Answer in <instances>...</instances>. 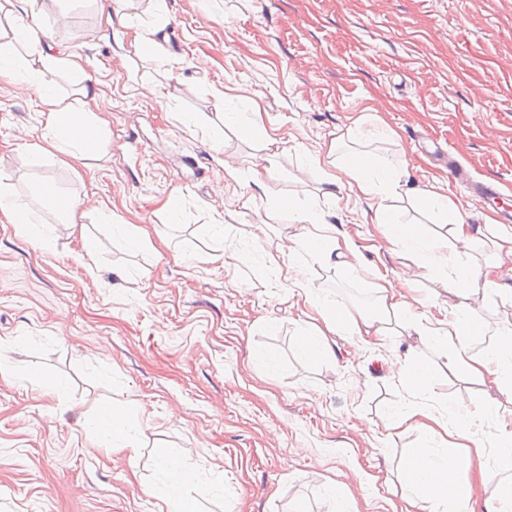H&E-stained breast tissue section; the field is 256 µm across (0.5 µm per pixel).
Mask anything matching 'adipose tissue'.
I'll list each match as a JSON object with an SVG mask.
<instances>
[{"label":"adipose tissue","mask_w":512,"mask_h":512,"mask_svg":"<svg viewBox=\"0 0 512 512\" xmlns=\"http://www.w3.org/2000/svg\"><path fill=\"white\" fill-rule=\"evenodd\" d=\"M121 6L106 15V24L119 38V50L148 51L159 62L167 56L159 33L168 21V0H120ZM146 7L153 17L150 28L136 27L131 12ZM10 44L0 43V77L18 84L25 91L38 94L43 119V142L39 152L62 164L78 163L91 166L107 154L108 133L104 120L95 112L99 96L95 82L83 83L73 97H64L43 83L44 70L61 68L78 71L82 68L80 54L60 49L50 31L37 22L11 26ZM32 48L35 60L16 55L11 43ZM340 140L331 141L326 152L334 173L324 174L321 196L335 200L346 192L356 198L390 197L426 204L445 224H451L456 241L471 244L478 232L466 220L462 210L443 194L440 186L421 190L409 186L404 168L392 164L371 150L340 153ZM277 215L300 225L294 237L295 248L288 258L270 257L276 276L290 291L303 294L317 312L319 324L309 325L297 336L296 344L307 357L321 359L331 355L329 337L349 333L361 341L382 340L391 320L404 316L412 309L397 283L378 275L374 287L375 305L357 313L339 309L328 296L316 291L308 277L312 266L350 268L359 264L361 256L355 244L335 225L322 222L314 202L298 198L279 199ZM377 224L390 243L396 245L408 264L432 275L448 294L460 297V304L446 309L442 317L422 316L417 333L422 344L451 347L448 367L453 372L488 380L505 394L512 396V327L499 331L489 350L474 354L470 348L474 337L482 335L484 327L474 317L465 302L466 297L491 294H512V285L499 282L493 265L465 266L448 254L447 244L428 234L422 224H400L388 207L374 212ZM481 417L470 405L448 404L441 413H434L421 404L395 405L388 411L390 428L418 431L434 442V449H416L408 454L400 472V482L413 504L422 512H512V423H500L493 455H486L479 436ZM93 428L99 442L109 448L131 450L135 447L132 426L127 419L103 409ZM159 465L164 477L160 499L166 512H197L186 488L195 479L193 472L171 454L161 453ZM475 474V481H462V474Z\"/></svg>","instance_id":"adipose-tissue-1"}]
</instances>
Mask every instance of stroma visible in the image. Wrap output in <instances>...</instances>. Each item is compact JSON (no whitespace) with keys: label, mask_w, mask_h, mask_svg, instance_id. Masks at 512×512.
Segmentation results:
<instances>
[{"label":"stroma","mask_w":512,"mask_h":512,"mask_svg":"<svg viewBox=\"0 0 512 512\" xmlns=\"http://www.w3.org/2000/svg\"><path fill=\"white\" fill-rule=\"evenodd\" d=\"M42 24L84 57L110 157L76 172L33 157L38 96L0 78V185L52 229L30 238L0 213V356L9 365L0 374V512H160L149 490L160 483L161 448L198 470L190 494L199 512H330L331 483L352 512H420L398 464L426 438L387 427L389 407L410 401L404 354L420 341L400 327L373 348L342 334L331 357H304L295 338L313 310L265 261L296 228L271 212L280 196L317 200L372 265L310 270L340 308L368 307L377 271L427 300V313L447 307V293L372 224L376 201H321L309 159L354 121L395 130L398 144L377 146L405 155L410 186L441 180L484 234L459 247L449 225L412 202L400 203L399 222L447 236L461 262L483 260L488 220L512 215V0H170L163 70L150 54L113 52L98 0H62ZM138 82L156 95H139ZM223 108L260 113L274 144L225 128ZM184 114L208 135L186 130ZM452 161L473 181L498 184L495 208L449 177ZM228 164L241 180L226 178ZM267 165L274 177L257 187L248 173ZM48 180L89 207L94 258H81L68 224L41 207L36 188ZM173 193L183 196L175 220L161 208ZM216 219L224 236L203 230ZM120 222L166 233L169 248L129 250L112 232ZM216 249L229 264L196 263ZM468 303L488 329L472 348L488 349L494 331L512 325V298ZM425 354L436 371L418 403L438 412L485 400L483 438L493 445L512 402L490 383L452 376L446 349ZM102 407L134 426L136 458L99 444L90 422Z\"/></svg>","instance_id":"stroma-1"}]
</instances>
